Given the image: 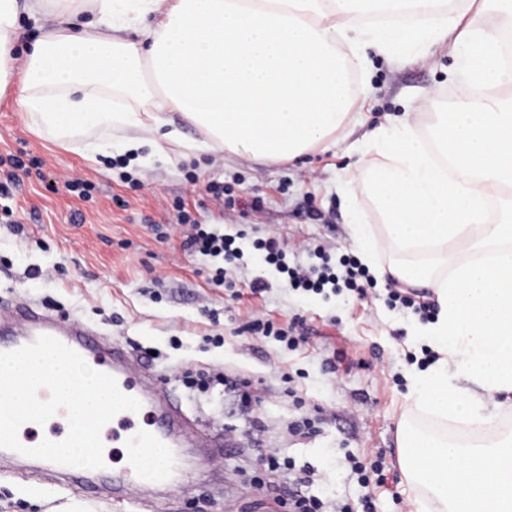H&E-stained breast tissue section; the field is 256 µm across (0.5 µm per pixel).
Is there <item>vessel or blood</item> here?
<instances>
[{
  "label": "vessel or blood",
  "instance_id": "1",
  "mask_svg": "<svg viewBox=\"0 0 512 512\" xmlns=\"http://www.w3.org/2000/svg\"><path fill=\"white\" fill-rule=\"evenodd\" d=\"M42 335L59 339L94 370L114 376L123 393L140 400L139 412L119 413L117 427L101 433L102 439L112 440L127 450L124 467L116 471L114 477L126 490L169 483V460H162L152 469L145 465L155 449L231 446V439L221 435L201 439L181 406L174 404L169 395L143 374L121 345L99 346L92 341L90 330L80 322L27 305L0 303V352L31 344Z\"/></svg>",
  "mask_w": 512,
  "mask_h": 512
}]
</instances>
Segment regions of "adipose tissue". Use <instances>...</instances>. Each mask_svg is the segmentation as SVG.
<instances>
[{
	"instance_id": "adipose-tissue-1",
	"label": "adipose tissue",
	"mask_w": 512,
	"mask_h": 512,
	"mask_svg": "<svg viewBox=\"0 0 512 512\" xmlns=\"http://www.w3.org/2000/svg\"><path fill=\"white\" fill-rule=\"evenodd\" d=\"M446 1L30 0L49 26L20 64L17 0H0V94L20 82L26 112L61 139L115 126L136 132L127 151L148 139L290 161L353 121L367 50L449 41L486 94L366 134L357 178L383 224L353 211L352 241L377 279L434 293L436 319L412 333L441 357L411 372L414 402L471 433L401 428L403 473L428 491L413 512H512V433L480 436L512 402V68L491 26L512 21V0Z\"/></svg>"
}]
</instances>
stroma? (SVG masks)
I'll list each match as a JSON object with an SVG mask.
<instances>
[{
  "mask_svg": "<svg viewBox=\"0 0 512 512\" xmlns=\"http://www.w3.org/2000/svg\"><path fill=\"white\" fill-rule=\"evenodd\" d=\"M369 59L371 91L356 107V123L337 133L335 145L291 162L241 153L183 155L171 144L165 145L167 159L161 162L144 148L127 167L143 183L136 191L106 164L121 156L126 130H96V137L111 140L112 147L89 159L79 150L80 140H56L34 124L21 106L19 86L0 97V155L23 152L42 162L39 172L22 177L8 201L26 237L0 222V259L9 263L0 270V295L39 306L56 303L59 316L133 351L141 365L153 369L159 386L174 389L202 427L243 439L213 466L203 449H179L175 483L144 486L120 499L30 463L0 460V512H285L256 503V454L248 441L256 416L266 425L267 447L317 469L312 494L357 500L361 489L347 474L345 455L365 462L381 456L388 480L371 490L377 512H409L413 491L401 468L399 429L405 423L434 424L409 398L413 365L408 356L420 354L422 346L409 334L415 315L389 310L382 283L364 298L304 296L283 288L271 269L264 272L270 289L255 296L248 289L254 274L249 266L237 273L241 297L234 300L209 284L203 262L183 249L181 231L165 240L151 231L152 225L174 223L171 204L179 199L197 220L241 234L247 250L272 230L281 236L289 260L303 265L311 264L308 250L316 245L353 252L351 204L361 206L370 223L380 221L363 188L351 197L340 188L355 169V148L364 134L406 112L440 111L464 89L452 75L453 59L444 43L423 55L373 53ZM189 170L197 182L186 180ZM73 177L93 183L91 199L66 188ZM212 180L230 184L238 206L230 210L212 199L205 191ZM33 265L42 274L30 279L26 271ZM252 311L284 325L300 317L305 342L290 351L253 340L242 330ZM213 336L223 337V346L210 344ZM214 368L252 381L259 397L253 414L222 388L193 394L180 381L183 372ZM289 375L304 409H296L286 394ZM313 412L321 416L314 432L291 436L289 425Z\"/></svg>",
  "mask_w": 512,
  "mask_h": 512,
  "instance_id": "obj_1",
  "label": "stroma"
}]
</instances>
